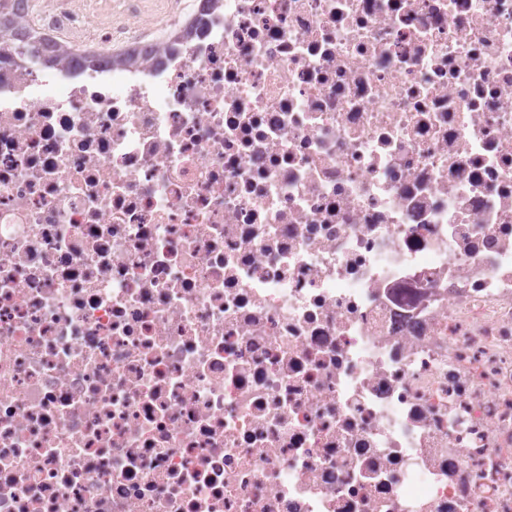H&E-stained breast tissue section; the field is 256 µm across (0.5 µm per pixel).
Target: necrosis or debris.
<instances>
[{
    "mask_svg": "<svg viewBox=\"0 0 512 512\" xmlns=\"http://www.w3.org/2000/svg\"><path fill=\"white\" fill-rule=\"evenodd\" d=\"M80 23L0 57V512H512V0Z\"/></svg>",
    "mask_w": 512,
    "mask_h": 512,
    "instance_id": "1",
    "label": "necrosis or debris"
}]
</instances>
